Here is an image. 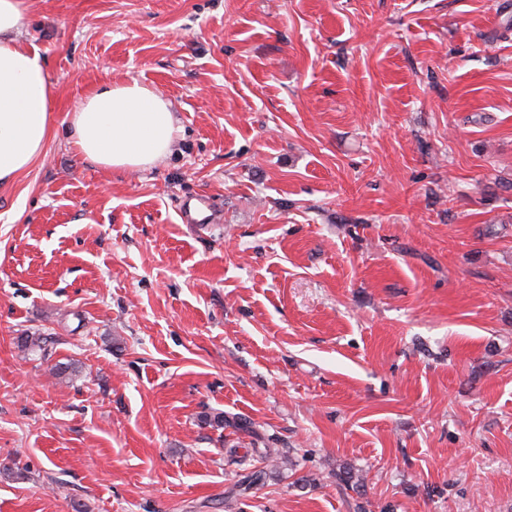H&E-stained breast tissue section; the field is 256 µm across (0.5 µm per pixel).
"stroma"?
<instances>
[{
  "label": "stroma",
  "mask_w": 512,
  "mask_h": 512,
  "mask_svg": "<svg viewBox=\"0 0 512 512\" xmlns=\"http://www.w3.org/2000/svg\"><path fill=\"white\" fill-rule=\"evenodd\" d=\"M504 2L28 0L52 121L0 189V512H512ZM133 80L174 150L110 170L67 114ZM49 339L51 337L44 334L26 332L23 336L17 337V346L22 351L32 352L47 359L52 355L48 349V343L51 342ZM200 423L215 430L224 429V424L234 432H250L251 423L241 418L224 420V412H205L200 416Z\"/></svg>",
  "instance_id": "obj_1"
}]
</instances>
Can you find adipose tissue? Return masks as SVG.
<instances>
[{
	"label": "adipose tissue",
	"mask_w": 512,
	"mask_h": 512,
	"mask_svg": "<svg viewBox=\"0 0 512 512\" xmlns=\"http://www.w3.org/2000/svg\"><path fill=\"white\" fill-rule=\"evenodd\" d=\"M25 9L26 0H0V187L42 155L50 132L46 61L18 38ZM68 121L78 151L111 170L150 168L174 145L169 102L135 80L86 96Z\"/></svg>",
	"instance_id": "adipose-tissue-1"
}]
</instances>
